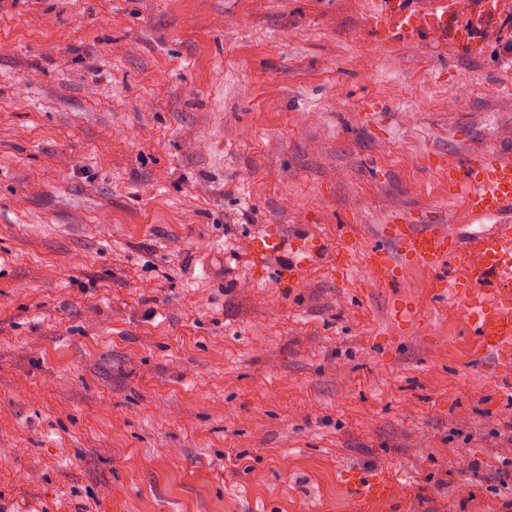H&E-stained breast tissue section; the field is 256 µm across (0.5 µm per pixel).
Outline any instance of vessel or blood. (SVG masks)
I'll return each instance as SVG.
<instances>
[{"label": "vessel or blood", "mask_w": 512, "mask_h": 512, "mask_svg": "<svg viewBox=\"0 0 512 512\" xmlns=\"http://www.w3.org/2000/svg\"><path fill=\"white\" fill-rule=\"evenodd\" d=\"M448 189L458 195L466 212L499 219V227L478 236V261L468 277L448 274V264L464 255L466 244L455 233L432 226L412 230L393 216L383 231L393 252L372 250L368 265L373 275L390 284L396 279V258L436 269L441 287L459 292L466 321L481 351L502 357L512 354V153H491L449 165Z\"/></svg>", "instance_id": "1"}]
</instances>
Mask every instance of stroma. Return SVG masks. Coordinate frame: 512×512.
Masks as SVG:
<instances>
[{
    "instance_id": "1",
    "label": "stroma",
    "mask_w": 512,
    "mask_h": 512,
    "mask_svg": "<svg viewBox=\"0 0 512 512\" xmlns=\"http://www.w3.org/2000/svg\"><path fill=\"white\" fill-rule=\"evenodd\" d=\"M503 149L512 61L355 0H0V506L507 512L512 375L366 265L395 213L494 228L443 174Z\"/></svg>"
}]
</instances>
